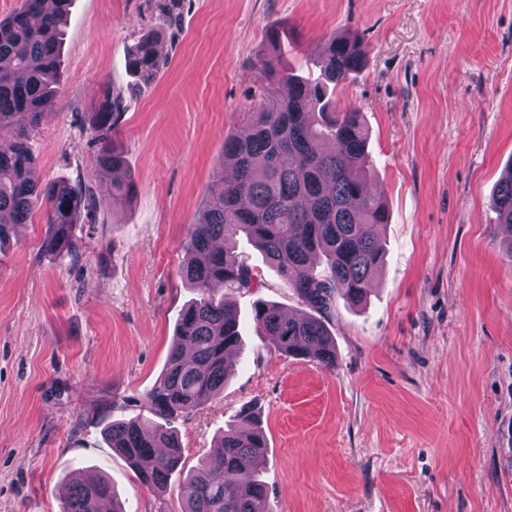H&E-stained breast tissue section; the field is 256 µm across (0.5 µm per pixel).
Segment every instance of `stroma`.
Here are the masks:
<instances>
[{"label": "stroma", "instance_id": "stroma-1", "mask_svg": "<svg viewBox=\"0 0 512 512\" xmlns=\"http://www.w3.org/2000/svg\"><path fill=\"white\" fill-rule=\"evenodd\" d=\"M73 0L49 117L30 140L38 183L81 181L75 254L44 250L35 211L0 247V512H60L70 481L108 476L126 512H181V476L150 492L104 440L164 370L196 297L179 268L188 224L229 170L224 139L263 92L257 59L314 70L327 40L365 48L338 87L369 131L370 191L389 222L367 302L327 317L336 364L280 354L256 302L305 308L244 236L228 247L258 275L234 293L242 342L223 397L173 423L187 466L243 409L268 448L265 512H512V257L491 198L512 167V0ZM159 32L149 84L128 67ZM119 94L118 144L137 190L112 202L90 121Z\"/></svg>", "mask_w": 512, "mask_h": 512}]
</instances>
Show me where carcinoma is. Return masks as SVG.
<instances>
[{"mask_svg":"<svg viewBox=\"0 0 512 512\" xmlns=\"http://www.w3.org/2000/svg\"><path fill=\"white\" fill-rule=\"evenodd\" d=\"M72 0H22L0 20V246L17 224L45 207L51 233L43 247L70 253L72 226L81 208L93 201L82 183L38 185L31 172L35 157L29 139L52 109L57 93L62 26ZM280 32L267 34L260 58L264 92L235 134L224 139V163L233 178L223 181L196 223L189 225L181 277L200 298L184 308L165 370L143 395L157 418L145 429L135 420H116L107 439L148 489L161 493L182 473L183 451L173 419L224 392L232 372L229 354L241 343L237 307L221 288L248 290L257 275L227 248L243 234L283 276L308 315L292 316L279 306L258 302L253 319L275 349L314 360L330 369L336 345L325 317L336 294L361 303L372 292L382 263L380 232L389 215L380 197L366 190L368 130L355 107H340L333 89L360 71L365 50L355 39L333 37L315 77L279 67ZM161 64L158 38L138 40L129 67L142 83L154 79ZM121 99L104 85L91 122L94 165L105 179L125 166L116 132ZM135 183L112 182V199L129 200ZM497 223L507 228L498 245L512 257V169L493 198ZM325 267L315 269L317 256ZM267 442L257 416L244 411L227 425L216 449L184 478L182 512H260L267 489L260 477ZM125 512L112 482L100 477L70 484L61 512Z\"/></svg>","mask_w":512,"mask_h":512,"instance_id":"obj_1","label":"carcinoma"}]
</instances>
